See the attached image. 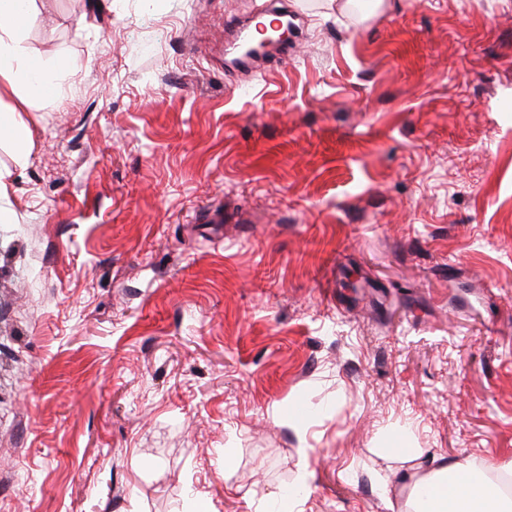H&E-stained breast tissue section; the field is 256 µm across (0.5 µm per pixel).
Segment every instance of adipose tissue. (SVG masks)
<instances>
[{"label": "adipose tissue", "instance_id": "obj_1", "mask_svg": "<svg viewBox=\"0 0 512 512\" xmlns=\"http://www.w3.org/2000/svg\"><path fill=\"white\" fill-rule=\"evenodd\" d=\"M28 13L24 0H0V94L18 82L51 96L38 50L22 43ZM500 465L471 457L448 460L432 456L426 472L407 475L408 495L394 512H512V497L499 480Z\"/></svg>", "mask_w": 512, "mask_h": 512}]
</instances>
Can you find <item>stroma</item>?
Returning <instances> with one entry per match:
<instances>
[{"label":"stroma","instance_id":"obj_1","mask_svg":"<svg viewBox=\"0 0 512 512\" xmlns=\"http://www.w3.org/2000/svg\"><path fill=\"white\" fill-rule=\"evenodd\" d=\"M32 0L0 137V512H389L512 463V0ZM232 468H225V458ZM0 131L8 133L16 143H21L25 139L27 127L16 108L0 113Z\"/></svg>","mask_w":512,"mask_h":512}]
</instances>
